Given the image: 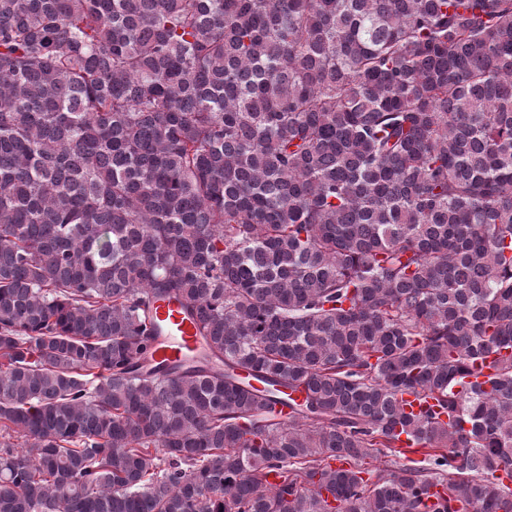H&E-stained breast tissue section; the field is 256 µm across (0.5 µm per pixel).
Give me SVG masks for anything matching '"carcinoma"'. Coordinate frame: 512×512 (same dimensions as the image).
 <instances>
[{
    "instance_id": "1",
    "label": "carcinoma",
    "mask_w": 512,
    "mask_h": 512,
    "mask_svg": "<svg viewBox=\"0 0 512 512\" xmlns=\"http://www.w3.org/2000/svg\"><path fill=\"white\" fill-rule=\"evenodd\" d=\"M501 470L512 0H0V512H512ZM156 318L163 323V334L157 339L153 348V359L157 362L183 361L196 355L201 349V342L195 335L192 324L183 319L179 308L174 303H159Z\"/></svg>"
}]
</instances>
